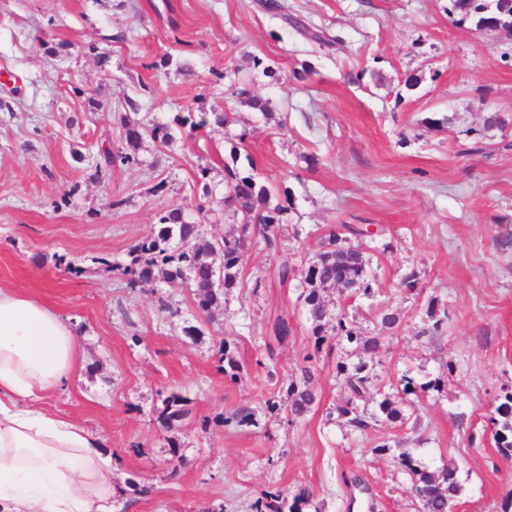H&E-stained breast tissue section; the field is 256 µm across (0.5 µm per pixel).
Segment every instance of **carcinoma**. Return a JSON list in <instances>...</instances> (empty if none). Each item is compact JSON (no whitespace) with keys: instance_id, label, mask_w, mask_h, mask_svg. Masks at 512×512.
Masks as SVG:
<instances>
[{"instance_id":"carcinoma-1","label":"carcinoma","mask_w":512,"mask_h":512,"mask_svg":"<svg viewBox=\"0 0 512 512\" xmlns=\"http://www.w3.org/2000/svg\"><path fill=\"white\" fill-rule=\"evenodd\" d=\"M455 6L464 10L467 15L477 17L476 27L494 17L503 22H512V8H506L504 0H455ZM213 123L222 127L228 123L224 112H211L210 119L195 121L193 113L178 116L175 123L183 128L195 129ZM124 137L127 152L116 155L103 153L104 167L112 166L116 160L123 164H136L138 160L132 151L136 150L142 139V126L129 117L124 118ZM224 207L241 220L238 234H228L219 240H208L203 236L201 225L187 220L180 208H173L159 214L155 233L137 243L131 254V265L126 268L135 283L151 282L155 275L172 282L186 280L192 285L198 307L204 311L218 308L224 303V292L237 286L239 267L247 248L248 232L251 227L261 231L266 249L270 253L278 252L280 235L281 208H269L267 201L269 190L259 177L247 175L224 167ZM342 233L330 232L323 241L320 251L309 257L304 282L309 291L305 296L307 315L311 321L312 333L322 342L328 336L336 337L339 342L355 346L365 354L375 355L379 351L378 341L374 338L359 336L351 328L344 316L332 315L319 290L327 285L339 284L345 290L349 286L369 290L366 281V261L362 251L347 243V235L364 234L360 227L350 224L341 225ZM222 255L221 264H215L212 256ZM336 373L342 377L349 392L346 407L341 413L347 417L350 426L365 429L369 422L367 406L371 401L373 388L370 369L366 362H353L347 358L336 364ZM303 384L294 383L288 387V411L294 417L309 411L315 400L309 388L311 374L302 371ZM379 412L384 419L395 423H403L406 417L395 395L383 394L378 402ZM502 417L500 428L494 432V441L498 451L509 456L512 454V392L505 393L495 408ZM192 413L189 400L172 394L164 400L160 419L165 427H170L173 420H185ZM398 462L412 478V490L423 500L425 512H448V504L456 502L461 490L456 479L457 467L450 462L437 472L421 468L409 453L402 451L397 456ZM301 499L294 498L293 503L281 495H269L255 503V512H299L298 503Z\"/></svg>"}]
</instances>
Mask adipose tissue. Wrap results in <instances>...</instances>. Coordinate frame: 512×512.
<instances>
[{"label":"adipose tissue","instance_id":"ef3b65f1","mask_svg":"<svg viewBox=\"0 0 512 512\" xmlns=\"http://www.w3.org/2000/svg\"><path fill=\"white\" fill-rule=\"evenodd\" d=\"M78 362L59 314L0 289V512H113L112 456L101 438L41 406Z\"/></svg>","mask_w":512,"mask_h":512}]
</instances>
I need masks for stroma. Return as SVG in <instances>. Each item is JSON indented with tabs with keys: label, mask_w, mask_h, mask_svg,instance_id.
Returning a JSON list of instances; mask_svg holds the SVG:
<instances>
[{
	"label": "stroma",
	"mask_w": 512,
	"mask_h": 512,
	"mask_svg": "<svg viewBox=\"0 0 512 512\" xmlns=\"http://www.w3.org/2000/svg\"><path fill=\"white\" fill-rule=\"evenodd\" d=\"M284 3L320 41L261 0H0V289L54 309L83 350L48 405L111 450L115 512H255L266 494L302 492L300 512H349L353 497L425 512L402 449L432 472L456 464L461 512H502L512 456L492 419L512 391V32L477 29L453 0ZM215 109L227 125L174 124ZM129 113L170 125L172 140L147 134L138 164L100 169L103 150L125 148ZM230 162L283 207L278 255L253 236L238 286L208 313L186 282L131 283L130 252L165 210L183 207L209 239L237 231L222 206ZM343 224L370 230L353 244L372 292L322 296L377 339L381 390L417 384L401 426H347L344 347L311 332L306 261ZM283 260L295 270L284 285ZM387 310L397 327L383 328ZM306 369L315 402L295 418L287 389ZM174 393L192 414L168 429L158 416Z\"/></svg>",
	"instance_id": "1"
}]
</instances>
